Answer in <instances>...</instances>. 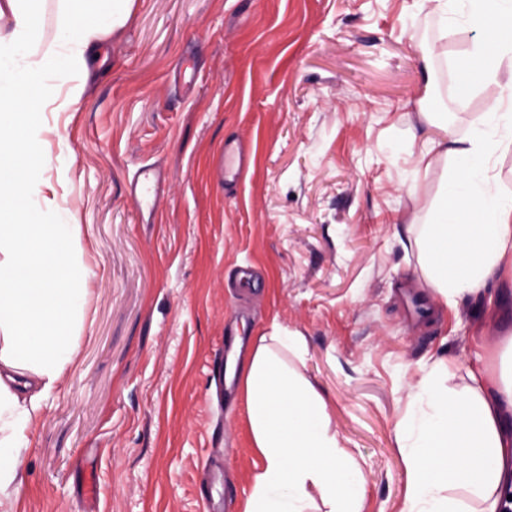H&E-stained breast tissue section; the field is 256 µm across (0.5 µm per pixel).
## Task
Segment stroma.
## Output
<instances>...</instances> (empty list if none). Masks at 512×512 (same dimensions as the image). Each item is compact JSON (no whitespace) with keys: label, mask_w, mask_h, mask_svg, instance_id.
<instances>
[{"label":"stroma","mask_w":512,"mask_h":512,"mask_svg":"<svg viewBox=\"0 0 512 512\" xmlns=\"http://www.w3.org/2000/svg\"><path fill=\"white\" fill-rule=\"evenodd\" d=\"M447 27L430 0H136L77 111L45 115L41 174L78 213L93 296L15 512H239L258 458L224 352L275 323L306 340L364 512H400L393 426L419 364L461 378L476 342L512 336L511 284L444 307L406 243L444 178L416 169L440 132L425 111L465 136L497 96L426 83L482 37ZM228 139L248 174L224 186L208 163ZM145 165L169 175L149 221L126 192Z\"/></svg>","instance_id":"1"}]
</instances>
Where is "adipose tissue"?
I'll return each instance as SVG.
<instances>
[{
  "instance_id": "1",
  "label": "adipose tissue",
  "mask_w": 512,
  "mask_h": 512,
  "mask_svg": "<svg viewBox=\"0 0 512 512\" xmlns=\"http://www.w3.org/2000/svg\"><path fill=\"white\" fill-rule=\"evenodd\" d=\"M135 0H0V508L20 493V466L43 412L73 366L90 269L75 213L35 177L46 112L78 105L106 43ZM54 34L35 29L46 10ZM457 29L486 39L460 57L471 87L499 94L473 132L428 141L418 167L452 164L415 237L424 281L447 306L512 280V193L490 161L512 150V0H434ZM299 333L280 325L236 362L257 465L241 512H363L366 480L336 432L323 395L297 367ZM405 474L401 512H512V337L495 365L455 382L435 356L420 365L394 425Z\"/></svg>"
}]
</instances>
